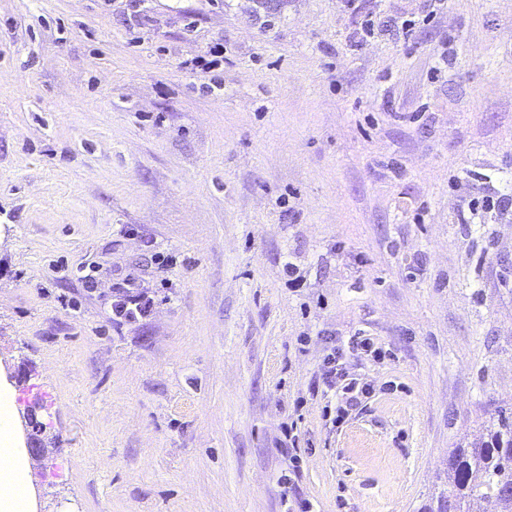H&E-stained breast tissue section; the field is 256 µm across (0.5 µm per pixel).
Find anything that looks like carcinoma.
<instances>
[{"instance_id": "carcinoma-1", "label": "carcinoma", "mask_w": 512, "mask_h": 512, "mask_svg": "<svg viewBox=\"0 0 512 512\" xmlns=\"http://www.w3.org/2000/svg\"><path fill=\"white\" fill-rule=\"evenodd\" d=\"M454 473L449 489L437 488L422 512H480V503L497 501V512H512V410L499 412L487 438L450 451Z\"/></svg>"}]
</instances>
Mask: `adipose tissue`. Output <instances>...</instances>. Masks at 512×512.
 <instances>
[{
  "label": "adipose tissue",
  "instance_id": "adipose-tissue-1",
  "mask_svg": "<svg viewBox=\"0 0 512 512\" xmlns=\"http://www.w3.org/2000/svg\"><path fill=\"white\" fill-rule=\"evenodd\" d=\"M19 392L0 374V512H36L37 489L19 429Z\"/></svg>",
  "mask_w": 512,
  "mask_h": 512
}]
</instances>
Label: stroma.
Here are the masks:
<instances>
[{
  "label": "stroma",
  "instance_id": "stroma-1",
  "mask_svg": "<svg viewBox=\"0 0 512 512\" xmlns=\"http://www.w3.org/2000/svg\"><path fill=\"white\" fill-rule=\"evenodd\" d=\"M130 1L0 0V368L41 406L38 512H419L512 407V210L468 208L512 188V0ZM132 271L155 305L121 324ZM358 329L395 390L336 428L313 386ZM301 420V417H298L297 420H292L291 423L285 427L284 429V440L283 443L286 448H293L295 450V454H291L288 456L286 460V467L288 469V475H284L285 479H288V483L293 480V478L297 477L299 468H300V456L297 454V449L299 446V434H298V421ZM293 476V477H292Z\"/></svg>",
  "mask_w": 512,
  "mask_h": 512
}]
</instances>
